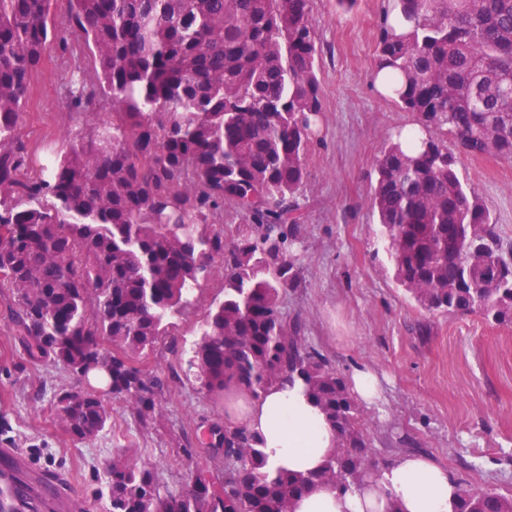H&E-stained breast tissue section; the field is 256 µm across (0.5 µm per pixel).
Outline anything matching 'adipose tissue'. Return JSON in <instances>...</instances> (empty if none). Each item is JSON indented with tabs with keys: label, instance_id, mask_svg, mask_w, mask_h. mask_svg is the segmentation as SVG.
Instances as JSON below:
<instances>
[{
	"label": "adipose tissue",
	"instance_id": "ef3b65f1",
	"mask_svg": "<svg viewBox=\"0 0 512 512\" xmlns=\"http://www.w3.org/2000/svg\"><path fill=\"white\" fill-rule=\"evenodd\" d=\"M226 421L259 439L268 470H317L338 445V434L301 380L282 381L250 397L227 388ZM458 486L447 468L426 454H407L381 468L372 481L340 492L315 485L293 512H453Z\"/></svg>",
	"mask_w": 512,
	"mask_h": 512
}]
</instances>
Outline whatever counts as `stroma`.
Masks as SVG:
<instances>
[{"mask_svg":"<svg viewBox=\"0 0 512 512\" xmlns=\"http://www.w3.org/2000/svg\"><path fill=\"white\" fill-rule=\"evenodd\" d=\"M388 0H358L348 11L335 0H312L324 53L320 79L324 112L309 150L307 183L298 198L296 254L300 283L283 299L300 316L309 344L343 375L359 368L380 377L385 401L365 412L374 458L382 463L417 450L445 466L458 486L512 495V328L480 316L432 314L392 277L371 207L375 164L396 131L414 117L383 98L372 81L377 23ZM92 73L88 54L58 49L37 67L20 136L30 151L67 152L91 124L68 112L63 88L74 68ZM460 178L486 202L504 246L512 247V160L460 156ZM224 297L214 275L171 320L166 336L140 360L168 385L149 417L134 404L109 399L111 420L90 445L74 442L52 413L54 395L75 386L52 362L32 363L12 339L6 318L12 290L0 288V448L21 453L32 475L70 482V497H54L52 512H103L95 492L106 489L113 461L153 468L161 486L178 490L193 466L182 450L223 415L191 377L173 379L189 356L210 306Z\"/></svg>","mask_w":512,"mask_h":512,"instance_id":"stroma-1","label":"stroma"}]
</instances>
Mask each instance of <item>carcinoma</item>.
<instances>
[{
  "label": "carcinoma",
  "mask_w": 512,
  "mask_h": 512,
  "mask_svg": "<svg viewBox=\"0 0 512 512\" xmlns=\"http://www.w3.org/2000/svg\"><path fill=\"white\" fill-rule=\"evenodd\" d=\"M56 0H0V286L15 294L13 339L33 362L80 380L54 413L80 444L111 419L102 393L155 406L161 382L135 366L169 319L220 268L187 360L212 400L298 378L337 427L321 470L265 469L257 437L219 421L179 491L123 461L107 472V512H292L308 487L349 490L378 470L345 377L282 311L299 280L298 197L324 112L311 0H66L69 28H49ZM90 52L96 78L72 75L68 111L112 121L32 167L17 136L38 64L56 41ZM375 70L388 99L416 117L376 160L371 204L393 278L417 304L512 327V250L456 169V152L512 159V0H391L377 25ZM241 217L224 241V211ZM454 512H512L493 489L459 491Z\"/></svg>",
  "instance_id": "carcinoma-1"
}]
</instances>
